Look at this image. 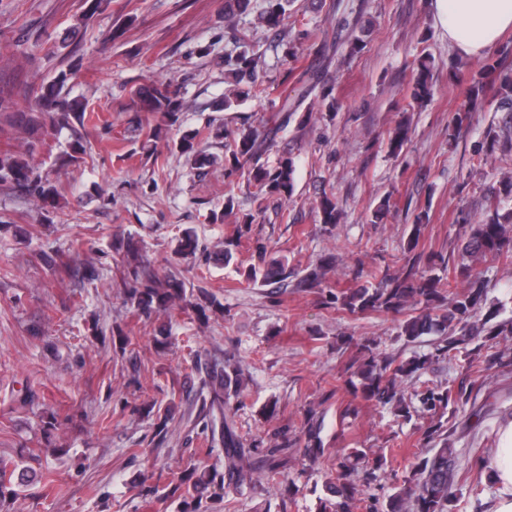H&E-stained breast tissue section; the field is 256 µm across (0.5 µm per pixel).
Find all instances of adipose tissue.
<instances>
[{
  "label": "adipose tissue",
  "instance_id": "adipose-tissue-1",
  "mask_svg": "<svg viewBox=\"0 0 512 512\" xmlns=\"http://www.w3.org/2000/svg\"><path fill=\"white\" fill-rule=\"evenodd\" d=\"M449 44L457 54L479 57L512 30V0H430ZM493 492L479 512H512V415L497 424L496 446L483 461Z\"/></svg>",
  "mask_w": 512,
  "mask_h": 512
}]
</instances>
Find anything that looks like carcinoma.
I'll return each mask as SVG.
<instances>
[{
  "label": "carcinoma",
  "mask_w": 512,
  "mask_h": 512,
  "mask_svg": "<svg viewBox=\"0 0 512 512\" xmlns=\"http://www.w3.org/2000/svg\"><path fill=\"white\" fill-rule=\"evenodd\" d=\"M293 0H266L261 16L268 22L279 24L288 20L287 30L299 36L307 37L312 32L311 20L303 13L290 9ZM362 36L356 34V22L344 15L338 21L332 41L324 42L320 47V57L328 64L332 63L338 50L346 46L350 52L361 49ZM512 58V47L505 45L497 53L486 57L482 67L471 77L469 102L467 108L456 114L455 128L461 129L469 124L472 113L480 112L486 104V76L497 75L499 87L494 94L497 110L505 113L504 129H512V76L505 73L507 63ZM412 70V102L422 101L431 96L433 73L427 57L420 55ZM258 63L247 51L224 58V80L229 84L228 92L213 101L216 112L231 110L240 105L242 98L251 94H261L264 89L258 84ZM73 75L72 71H59L52 79L42 84L36 96L32 111L9 113L29 136L27 152L34 156L37 143L41 142L48 129L67 125L73 121L84 124L86 107L77 98L63 93L64 86ZM294 97L285 102L282 111L287 113L285 121L300 111L302 104L315 97L322 102L334 101L333 88L315 71L302 73L293 87ZM139 111L159 114L173 118L180 111L181 104L163 84H155L136 91ZM409 141V127L399 124L389 138V148L395 155L403 151ZM264 141L251 131L241 133L226 146L229 152V166L225 175L247 170V183L255 188L253 198L261 201L269 195L288 196L293 192L294 161L285 158L275 169H269L259 163ZM179 152L187 156L192 165L202 169L212 163V157L199 149L196 135L188 134L177 144ZM0 184H12L24 188L46 211L58 205L60 191L58 185L42 176L35 164L16 157L8 152L0 153ZM318 209L325 224H335L340 217L335 198L323 194ZM426 221L423 212L415 216L410 237L404 248L407 256L402 272L390 274L385 270L373 269L370 276L377 280L372 288H356L349 294L331 299L341 302L342 310L351 315H362L370 311H384L402 317L400 335L412 342L428 330L441 335L435 346V357L450 361H461L466 369L480 372L512 364V347H500V337L511 336L512 328L504 323L493 324L491 318L481 316L482 303L487 293V285L465 258L480 256L491 260H512V213L502 215L494 209L487 217L471 225L470 239L465 251L452 261L438 256L428 261L416 252L421 233V224ZM198 242L195 234L186 230L177 240L174 254L182 260L196 257ZM260 262L246 272L250 282L271 279L287 280L293 270L288 267L285 257L266 259L265 248H259ZM125 303L134 307L146 317L161 309L172 306L186 298L184 283L175 277L159 279L148 271L144 260L134 258L127 268V280L124 289ZM416 305L421 310L413 315L408 310ZM191 306L202 317L206 311H218L221 304L205 290H198ZM483 336V342L474 348H468L476 336ZM490 354L480 357L482 349ZM428 358H414L409 361L381 357L372 344H358V353L350 358L348 369L360 380V390L364 398L382 406L391 405L404 415H410V405L406 403L401 388L404 379L423 370ZM242 392V370L239 362L226 358L224 365L213 370L201 380L193 402L183 411L172 402L158 417L153 440L161 445L167 441L168 422L175 414L187 421L192 428L199 429L209 443L216 441L224 447V465L201 470L190 463L182 475L169 482L165 488L153 487L151 492L162 493L165 499L178 500L184 506V512H204L203 496L213 490L217 497H228L240 490L252 479L253 467L250 458L259 454V446L245 447L237 434L233 420L226 410L239 400ZM476 395L471 386L461 382L455 388L428 389L422 394V402L428 410L437 412L449 407L460 409L475 404ZM426 438L429 449L413 466L411 481L413 486L407 495H395L388 498L385 505H372V512H455L457 504L449 495V485L453 482L458 469L456 462L460 458L457 450L449 445L452 430L442 420L433 421L427 427ZM298 441L303 443V455L316 459L323 453L318 447V436L314 425L307 424L301 430ZM31 482L26 467L17 464L7 468V462L0 458V512H10V505L16 501L21 488ZM336 502L331 512H349V502L354 498L355 487L350 480L346 459H336V483L332 486Z\"/></svg>",
  "instance_id": "cac0c4a2"
}]
</instances>
